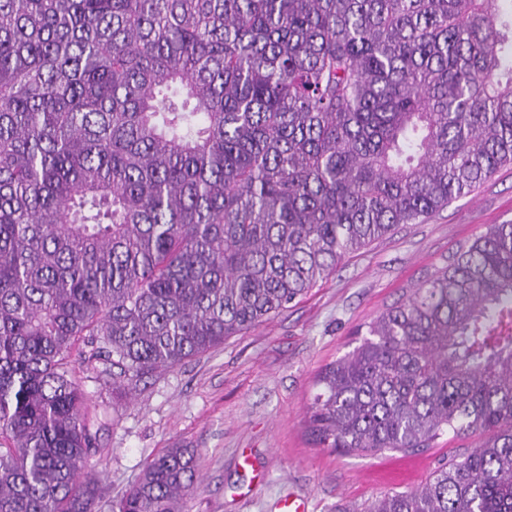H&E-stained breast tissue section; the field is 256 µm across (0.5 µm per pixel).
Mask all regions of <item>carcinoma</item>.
I'll return each instance as SVG.
<instances>
[{
  "instance_id": "obj_1",
  "label": "carcinoma",
  "mask_w": 512,
  "mask_h": 512,
  "mask_svg": "<svg viewBox=\"0 0 512 512\" xmlns=\"http://www.w3.org/2000/svg\"><path fill=\"white\" fill-rule=\"evenodd\" d=\"M512 165V0H0V512H95L112 384L269 320ZM324 365L321 448H476L342 512H512V224ZM197 451L112 512H186Z\"/></svg>"
}]
</instances>
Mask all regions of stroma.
Segmentation results:
<instances>
[{"label":"stroma","mask_w":512,"mask_h":512,"mask_svg":"<svg viewBox=\"0 0 512 512\" xmlns=\"http://www.w3.org/2000/svg\"><path fill=\"white\" fill-rule=\"evenodd\" d=\"M512 222V166L421 224L343 260L296 306L224 345L141 382L113 388L83 364L75 370L97 408L109 410L99 437L105 483L120 494L168 448H194L202 482L188 512H277L302 495L310 512L364 507L387 491L421 485L441 458L474 447L445 434L416 454L344 453L307 434L319 369L351 350L357 328L488 224Z\"/></svg>","instance_id":"stroma-1"}]
</instances>
